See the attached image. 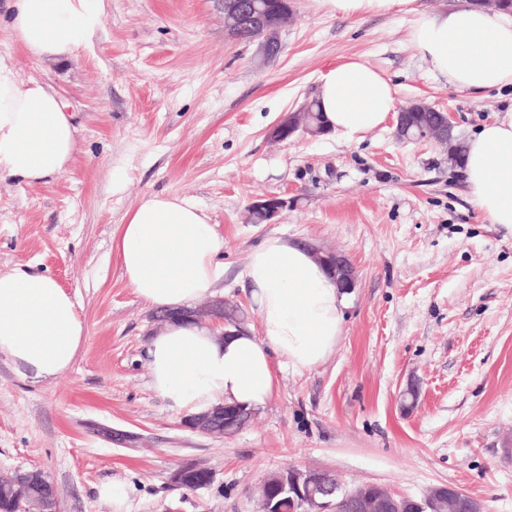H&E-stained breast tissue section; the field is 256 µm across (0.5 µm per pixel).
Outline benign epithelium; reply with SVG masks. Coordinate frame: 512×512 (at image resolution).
Returning a JSON list of instances; mask_svg holds the SVG:
<instances>
[{
  "mask_svg": "<svg viewBox=\"0 0 512 512\" xmlns=\"http://www.w3.org/2000/svg\"><path fill=\"white\" fill-rule=\"evenodd\" d=\"M258 20L263 32L256 41L259 42L264 57H271L277 50V32L288 27L294 21V12L287 0H278L274 5L259 6L256 0H224V20L232 31L243 26L248 20ZM417 112H433L437 116L438 127L428 136L435 141L446 142L445 136L454 131L452 115L441 112L434 107L417 100L403 108L397 115L396 133L400 139H407L406 126L414 120ZM300 130V124L294 116L287 115L278 121L270 131V136L284 141ZM292 205V199L280 195L260 197L249 206L252 214L262 213L272 221ZM318 261L328 265L338 288L350 291L356 286V276L346 258L337 253H315ZM193 318L218 331V336H230L232 331L242 329L241 322L224 318V299L210 301L204 309L193 310ZM246 418L235 405L218 404L210 412L191 415L184 421V427L205 435H222L242 428ZM262 512H343V505L355 499L359 512H431L435 501L448 500L452 509L461 502H466V512H484L483 504L468 495L461 488L442 485L432 489L421 500L397 497L387 488L367 484L348 492H339L338 484L322 470H301L288 466L281 471L270 474L260 487Z\"/></svg>",
  "mask_w": 512,
  "mask_h": 512,
  "instance_id": "1",
  "label": "benign epithelium"
}]
</instances>
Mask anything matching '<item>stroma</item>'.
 Masks as SVG:
<instances>
[{"instance_id":"1","label":"stroma","mask_w":512,"mask_h":512,"mask_svg":"<svg viewBox=\"0 0 512 512\" xmlns=\"http://www.w3.org/2000/svg\"><path fill=\"white\" fill-rule=\"evenodd\" d=\"M294 7L270 60L225 28L224 0H105L91 42L57 61H33L0 30V54L59 93L78 128L65 174L0 177V273L54 277L86 330L57 378L0 359V475L43 470L60 512H114L98 493L107 482L125 485L123 512H259L263 479L287 466L417 499L452 483L486 512H512V235L471 201L447 147L399 141L394 118L352 142L269 136L315 99L326 69L354 58L391 79L398 106L421 99L453 113L465 138L512 93L472 94L435 76L411 41L412 15ZM154 194L207 214L224 240L218 294L252 330L243 268L265 237L339 251L358 276L332 353L310 371L278 368L272 397L231 435L185 428L150 388L146 344L161 326L112 238ZM270 194L298 204L275 223H248L251 202ZM413 380L420 393L406 410ZM188 461L212 483L175 487Z\"/></svg>"}]
</instances>
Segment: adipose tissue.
<instances>
[{
	"instance_id": "adipose-tissue-1",
	"label": "adipose tissue",
	"mask_w": 512,
	"mask_h": 512,
	"mask_svg": "<svg viewBox=\"0 0 512 512\" xmlns=\"http://www.w3.org/2000/svg\"><path fill=\"white\" fill-rule=\"evenodd\" d=\"M0 21L33 60H63L102 26L103 0H7ZM412 41L457 89L512 88V14L476 6L421 11ZM317 100L329 130L349 140L381 126L396 108L391 80L359 59L323 73ZM76 134L68 104L40 82L21 79L0 55V173L27 182L64 174ZM463 167L474 204L512 233V107L467 140ZM113 249L129 286L153 309L213 297L224 278L223 239L200 207L173 195L150 196L126 213ZM244 276L259 332L222 338L175 321L150 338V385L171 410L197 415L221 402L257 410L276 389V363L309 371L335 348L347 296L309 250L269 236L247 255ZM84 336L74 300L53 277L24 269L0 274V357L23 375H62Z\"/></svg>"
}]
</instances>
